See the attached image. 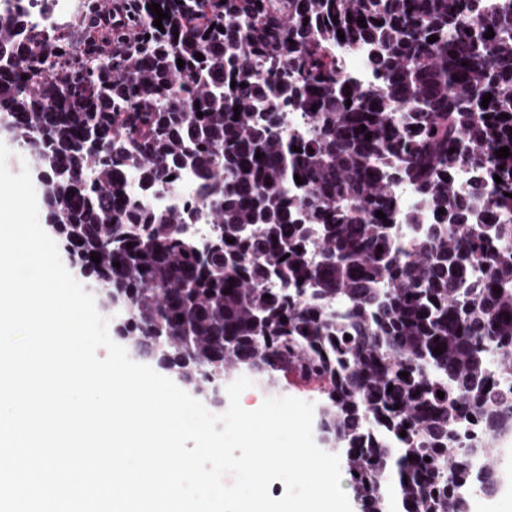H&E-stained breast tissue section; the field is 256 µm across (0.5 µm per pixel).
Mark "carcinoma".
Returning <instances> with one entry per match:
<instances>
[{"instance_id":"cac0c4a2","label":"carcinoma","mask_w":512,"mask_h":512,"mask_svg":"<svg viewBox=\"0 0 512 512\" xmlns=\"http://www.w3.org/2000/svg\"><path fill=\"white\" fill-rule=\"evenodd\" d=\"M24 26L0 13V133L30 154L48 222L105 309L127 305L116 331L132 350L151 343L199 395L253 368L317 384L321 441L362 512H391L392 479L400 512H468L463 483L493 489L497 448L473 475L455 425L512 429V395L487 373L494 352L512 374V0H138L82 59L64 35L19 39ZM340 31L373 49L377 83L341 78ZM288 111L310 137L283 131ZM131 161L147 186L195 173L217 225L207 247L182 232L192 212L128 199ZM398 182L436 219L406 213L408 253L391 233ZM314 231L319 263L303 251Z\"/></svg>"}]
</instances>
